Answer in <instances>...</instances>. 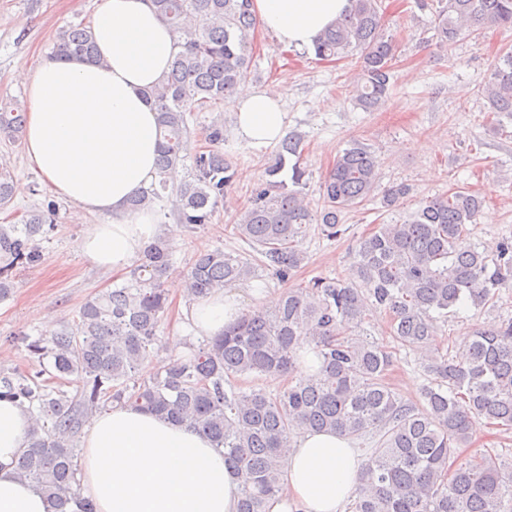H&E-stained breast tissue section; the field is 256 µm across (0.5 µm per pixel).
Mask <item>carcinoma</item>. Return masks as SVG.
<instances>
[{
    "label": "carcinoma",
    "instance_id": "cac0c4a2",
    "mask_svg": "<svg viewBox=\"0 0 512 512\" xmlns=\"http://www.w3.org/2000/svg\"><path fill=\"white\" fill-rule=\"evenodd\" d=\"M350 2L313 51L324 61L353 57L354 102L376 111L388 100L399 44L382 0ZM151 5L171 27L178 51L147 91L157 111L159 181L131 198L129 208H152L167 195L178 223L202 226L240 182V172L215 148L224 141V123L215 122L208 146L179 177L188 117L219 108L250 78L257 17L251 0ZM415 6L433 11L432 40L442 51L464 36L512 31V0H415ZM50 58L98 60L92 25L61 28ZM480 92L492 128L502 127L504 117L512 120V51L497 57ZM26 124L23 108L0 107L1 139H15ZM303 151L302 135H286L235 219L237 235L259 257L218 247L197 253L184 275L190 298L261 272L288 279L305 261L301 243L310 225L328 239L343 235L344 213L376 191L381 159L354 139L320 182V209L311 210ZM14 193L10 171L1 166V208ZM409 194V185H391L380 203L391 209ZM483 202L481 192L463 187L420 200L409 219L380 224L357 241L350 277L317 276L287 288L271 311L241 316L144 380L138 371L162 346L164 281L172 270L170 243L156 238L122 285L87 299L50 338L17 339L52 368L41 382L6 378L0 386V400L37 409L36 427L15 462L18 475L40 486L60 512H95L81 493L74 435L96 411L119 402L209 437L241 479L239 512H267V503L281 495L284 465L301 429L376 441L351 512H512V458L486 451L463 459L458 453L482 427L512 431V321L475 331L457 362L432 356L418 405L386 382L391 351L362 327L366 316L383 310L396 347L414 348L436 336L459 304L484 306L512 283L511 244L496 246L493 258L470 242L468 225L476 223ZM55 216L51 203L20 224H0V301L12 295L17 269L40 261L37 236L54 228ZM306 347L319 361L313 374L299 372V351Z\"/></svg>",
    "mask_w": 512,
    "mask_h": 512
}]
</instances>
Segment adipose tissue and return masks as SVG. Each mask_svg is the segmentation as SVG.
Masks as SVG:
<instances>
[{"label": "adipose tissue", "instance_id": "adipose-tissue-1", "mask_svg": "<svg viewBox=\"0 0 512 512\" xmlns=\"http://www.w3.org/2000/svg\"><path fill=\"white\" fill-rule=\"evenodd\" d=\"M349 7L350 0H253L265 29L298 49L312 46ZM93 30L99 63L48 59L31 71L17 62L30 101L24 147L59 196L82 211L111 214L81 250L97 267L119 272L158 230L153 212H129L128 201L156 178L157 113L146 92L176 48L149 0H103ZM285 130L280 98L253 87L240 91L237 137L264 146ZM239 312L236 294L222 291L186 307L183 318L196 335L217 336ZM33 424L26 407L0 401V512H56L15 470ZM82 448L83 494L96 512H238V475L193 427L116 403L95 417ZM363 464L350 438L298 431L285 491L268 512H344Z\"/></svg>", "mask_w": 512, "mask_h": 512}]
</instances>
